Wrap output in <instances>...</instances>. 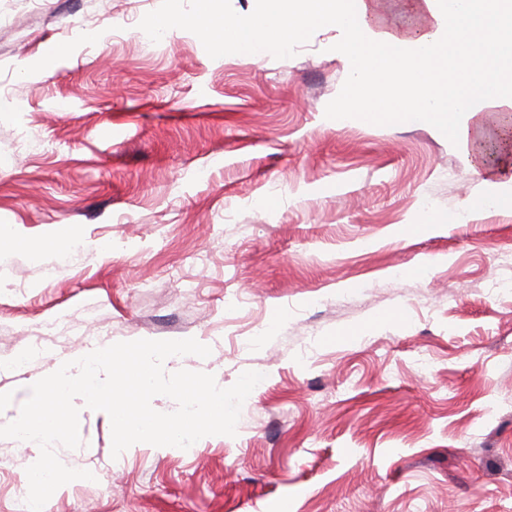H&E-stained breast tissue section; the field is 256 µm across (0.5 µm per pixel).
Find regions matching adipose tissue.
I'll use <instances>...</instances> for the list:
<instances>
[{"instance_id": "adipose-tissue-1", "label": "adipose tissue", "mask_w": 512, "mask_h": 512, "mask_svg": "<svg viewBox=\"0 0 512 512\" xmlns=\"http://www.w3.org/2000/svg\"><path fill=\"white\" fill-rule=\"evenodd\" d=\"M236 20L218 19L203 0L194 26L221 53L262 59L310 30L334 27L351 79L340 120L395 123L413 116L479 153L512 112V12L492 0H417L416 24L386 29L383 0H260Z\"/></svg>"}]
</instances>
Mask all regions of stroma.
<instances>
[{"label":"stroma","mask_w":512,"mask_h":512,"mask_svg":"<svg viewBox=\"0 0 512 512\" xmlns=\"http://www.w3.org/2000/svg\"><path fill=\"white\" fill-rule=\"evenodd\" d=\"M167 0H0V393L122 341L193 338L185 369L262 381L236 436L112 453L79 409L43 512H512V205L411 118L337 120L341 36L255 60ZM278 199L274 208L262 198ZM458 224L414 235L425 209ZM93 249L60 256L61 244ZM426 263L427 277L395 268ZM34 454L0 438V512Z\"/></svg>","instance_id":"stroma-1"}]
</instances>
